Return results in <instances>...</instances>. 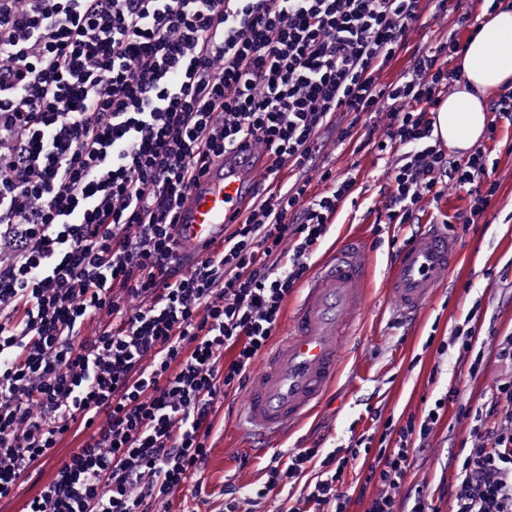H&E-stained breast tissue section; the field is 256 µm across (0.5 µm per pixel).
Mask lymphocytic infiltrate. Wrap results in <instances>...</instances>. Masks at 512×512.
I'll list each match as a JSON object with an SVG mask.
<instances>
[{"instance_id": "1", "label": "lymphocytic infiltrate", "mask_w": 512, "mask_h": 512, "mask_svg": "<svg viewBox=\"0 0 512 512\" xmlns=\"http://www.w3.org/2000/svg\"><path fill=\"white\" fill-rule=\"evenodd\" d=\"M434 8L447 40L384 84L423 0H0V501L48 465L26 512L186 502L225 398L359 196L354 178L318 166L329 140L385 161V223L417 224L422 202L451 188L469 199L453 223H481L498 196L489 145L512 127V85L489 102L484 142L447 153L434 123L459 88L448 63L482 20L446 0ZM247 140L267 158L260 193L223 243L180 254L183 198ZM478 339L465 322L437 352L455 350L473 377ZM492 349L504 371L486 402L460 409L469 433L440 492L408 476L453 385L421 415L386 419L381 445L361 437L271 461L250 494L225 489L224 512H255L314 462L308 512H348L355 495L365 512H512V334ZM69 435L78 448L57 457Z\"/></svg>"}]
</instances>
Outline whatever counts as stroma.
Instances as JSON below:
<instances>
[{"instance_id": "35a3bbf8", "label": "stroma", "mask_w": 512, "mask_h": 512, "mask_svg": "<svg viewBox=\"0 0 512 512\" xmlns=\"http://www.w3.org/2000/svg\"><path fill=\"white\" fill-rule=\"evenodd\" d=\"M424 25L408 35L407 45L381 73L388 84L409 70L413 56L430 37L448 34L443 16L425 15ZM326 154L336 172L355 177L362 187L360 206H345L324 247L333 251L346 241L357 243L370 266L367 307L356 317L354 340L346 352L339 375L322 403L310 416L271 441L266 451L250 447L239 423L246 392L224 403V434L212 449L203 474L204 493L190 500L195 512H224L223 487L262 482V469L278 455L298 448H333L359 435L374 432L377 418L422 414L427 400L435 398L448 382L459 389L457 401L431 434L426 451L418 458L414 479L429 488L453 483L455 467L449 453L459 452L468 436L466 423L457 419L460 406H480L488 397L499 367L488 362L477 377L458 367L455 354L438 355L426 345L428 337L443 338L451 328L475 313L480 341L492 346L494 336L512 332V155L500 153L498 202L483 224L455 227L459 257L436 298L413 320L398 315L385 282L394 251L392 242H404L414 226L387 224L377 227L384 208L380 188L385 183L384 162L375 154L353 152L351 147L328 145Z\"/></svg>"}]
</instances>
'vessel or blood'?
I'll list each match as a JSON object with an SVG mask.
<instances>
[{
	"instance_id": "1",
	"label": "vessel or blood",
	"mask_w": 512,
	"mask_h": 512,
	"mask_svg": "<svg viewBox=\"0 0 512 512\" xmlns=\"http://www.w3.org/2000/svg\"><path fill=\"white\" fill-rule=\"evenodd\" d=\"M254 143L225 153L193 186L179 210L175 236L184 251L224 236L242 218L243 203L256 196L260 176ZM459 243L447 224H427L395 252L388 294L402 315L414 316L438 294L452 269ZM367 270L353 243L339 246L321 264L294 307L287 336L251 381L243 420L253 441L276 438L304 419L337 376L353 315L366 297Z\"/></svg>"
}]
</instances>
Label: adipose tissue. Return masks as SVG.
<instances>
[{
	"instance_id": "obj_1",
	"label": "adipose tissue",
	"mask_w": 512,
	"mask_h": 512,
	"mask_svg": "<svg viewBox=\"0 0 512 512\" xmlns=\"http://www.w3.org/2000/svg\"><path fill=\"white\" fill-rule=\"evenodd\" d=\"M463 82L437 109L435 132L465 151L481 137L487 122L485 98L512 82V10L488 16L457 59Z\"/></svg>"
}]
</instances>
